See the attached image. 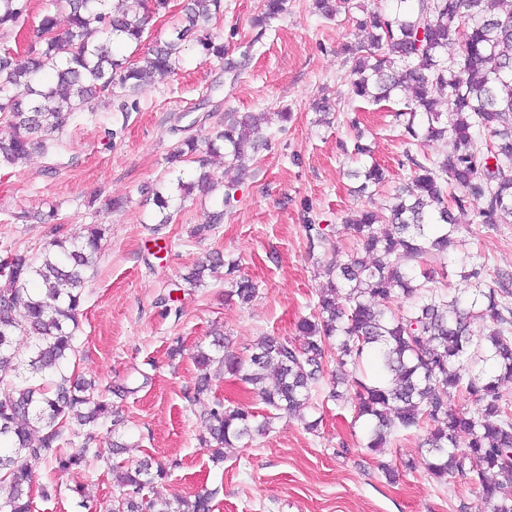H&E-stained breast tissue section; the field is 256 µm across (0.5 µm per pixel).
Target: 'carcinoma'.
<instances>
[{
    "label": "carcinoma",
    "instance_id": "cac0c4a2",
    "mask_svg": "<svg viewBox=\"0 0 512 512\" xmlns=\"http://www.w3.org/2000/svg\"><path fill=\"white\" fill-rule=\"evenodd\" d=\"M54 0L67 12L69 27L61 33L56 14L45 11L23 58L0 54V166L27 161L35 149L47 150L53 137L81 114L105 102L117 111L137 106V96L155 76L175 72L185 46H197L206 57H224V45L209 30L223 12L224 0H183L180 22L170 36L148 49L142 63L132 64L120 52L139 48L149 19L166 10L168 0ZM392 8L373 15L367 41L348 47L353 97L379 104L394 91L411 92L396 112L409 145H451L431 162L413 165L414 189L391 197L384 216L361 209L344 227L360 248L334 253L319 262L316 314L300 319L293 340L263 337L248 356L229 351L228 336L216 332L208 347H197L193 360L201 369L187 395L205 405L207 435L200 443L212 462L224 461V450L267 436L277 420L288 417L314 431L318 420H306L310 394L325 378L326 358L336 353L341 374L328 398L350 404L363 420V450L377 453L404 432L424 430V454L404 462L422 467L439 484L468 478L491 512H512V402L501 392L512 381V276L489 280L479 255L469 256L461 278L473 284L465 296L439 286L447 277L448 247L458 225L454 212L479 200L476 219L496 224L512 217V0H391ZM287 0H263L252 24L251 43L286 10ZM326 18L348 9V0H315ZM27 0H0V31H19ZM66 42L67 55H59ZM448 101V111L438 105ZM266 112L234 113L205 141L209 156L224 153V164L247 176L246 161L260 142L244 131L259 132ZM484 140V151L474 143ZM198 141L184 138L170 162L202 168L197 180L176 178L155 192L158 225L171 222L169 195L186 198L195 187L209 193L219 184L196 157ZM354 176L359 192L386 182L373 163ZM384 228H378V225ZM310 249L328 242L326 228L304 225ZM105 228L93 224L87 235L67 242L54 240L40 256L26 251L0 255V512H32L34 484L30 463L43 461L65 473L79 469L100 453L91 447L94 430L121 423L115 402L139 391L117 384L111 398L98 395L92 378L67 376L76 363L77 315L87 282L102 250ZM227 267L229 296L248 303L256 293L252 280L235 275L234 263L215 252L196 264L181 281L193 288ZM31 338L26 354L15 336ZM227 377L251 387L265 405L263 413L246 403L224 404L213 397V381ZM473 401L448 410V397ZM76 423L81 448H63L65 430ZM119 495L109 512H213L215 490L189 497L150 498L145 489L167 477V467L145 459L133 468L112 467Z\"/></svg>",
    "mask_w": 512,
    "mask_h": 512
}]
</instances>
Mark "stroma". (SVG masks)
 Listing matches in <instances>:
<instances>
[{
    "label": "stroma",
    "instance_id": "1",
    "mask_svg": "<svg viewBox=\"0 0 512 512\" xmlns=\"http://www.w3.org/2000/svg\"><path fill=\"white\" fill-rule=\"evenodd\" d=\"M260 4L224 0L212 25L224 58L186 49L179 69L156 76L136 109L122 114L102 108L23 166L0 169V251L36 255L56 233L77 239L88 225L106 226L78 317L77 370L104 388L139 385L121 404L127 425L120 433L133 447L115 462L132 465L149 456L170 465L168 477L147 496H190L205 486L216 492L213 512H490L469 480L444 486L423 469L403 470L405 460L420 456L422 433L402 435L380 454L360 450L363 424L321 390L312 398L322 419L316 432L300 420H280L269 436L232 449L219 465L200 445L205 424L186 398L199 374L191 360L195 347L209 344L216 327L243 356L262 337L294 338L297 321L314 311L321 284L316 263L325 255L310 249L306 225H325L330 245L347 250L355 242L345 217L387 205V191L358 194L350 173L361 162L345 147L362 139L393 185L412 181L408 146L393 116L409 91L399 92L395 102L368 105L352 99L348 84L352 62L344 47L364 39L358 21L389 9L390 0H350L349 12L332 21L314 12L312 0H288L286 12L256 43L252 20ZM228 59L237 64L230 73L224 70ZM323 96L336 104L328 120L314 108ZM282 111L289 112L288 121H280ZM228 112L273 115L246 178L225 167L223 157L210 159L222 181H237L234 199L225 205L221 191L193 194L172 206L171 224L154 232L155 186L178 174L188 181L195 173L191 163L179 173L169 169L167 155L184 135L206 137ZM116 199L122 208L109 209L108 201ZM51 208L58 213L54 225L15 218ZM219 208L224 217L215 232L195 238L193 228L209 223ZM455 222L450 292L468 290L459 271L476 251L489 277L512 273V222L480 224L471 209L456 213ZM213 251L237 261L241 275L256 283L250 303L225 301L220 273L204 286L174 290L179 275ZM178 341L184 352L170 357ZM385 462L398 469L394 481L381 470ZM47 489V496H35L34 512H107L117 494L102 461L57 476Z\"/></svg>",
    "mask_w": 512,
    "mask_h": 512
}]
</instances>
